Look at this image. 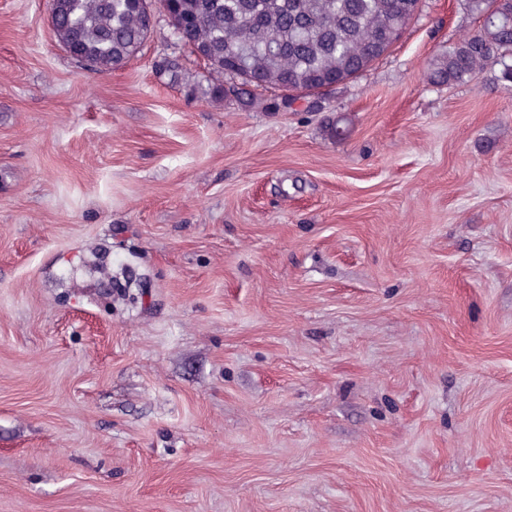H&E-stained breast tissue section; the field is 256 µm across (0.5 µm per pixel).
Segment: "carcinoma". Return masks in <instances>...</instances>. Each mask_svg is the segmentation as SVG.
I'll use <instances>...</instances> for the list:
<instances>
[{
  "instance_id": "1",
  "label": "carcinoma",
  "mask_w": 512,
  "mask_h": 512,
  "mask_svg": "<svg viewBox=\"0 0 512 512\" xmlns=\"http://www.w3.org/2000/svg\"><path fill=\"white\" fill-rule=\"evenodd\" d=\"M50 18L58 44L77 64L110 73L137 57L156 31L159 13L145 0H56ZM484 17L479 28L435 61L434 77L461 83L485 64L512 83V0H465ZM170 37L207 66L205 80L180 74L189 90L249 106L246 88L280 93L270 107L291 106L294 94L343 83L382 57L402 37L417 0H158ZM340 139L348 120L327 121Z\"/></svg>"
}]
</instances>
